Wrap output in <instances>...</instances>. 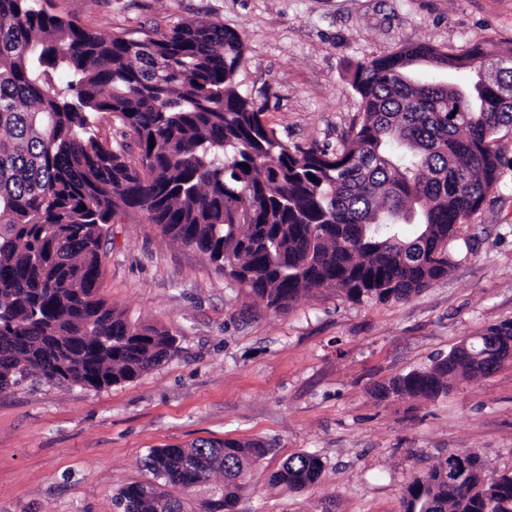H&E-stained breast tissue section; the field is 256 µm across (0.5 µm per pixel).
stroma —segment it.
Masks as SVG:
<instances>
[{"instance_id":"35a3bbf8","label":"stroma","mask_w":512,"mask_h":512,"mask_svg":"<svg viewBox=\"0 0 512 512\" xmlns=\"http://www.w3.org/2000/svg\"><path fill=\"white\" fill-rule=\"evenodd\" d=\"M105 34L216 20L248 62L242 90L290 144L334 151L357 122V62L428 43L451 54L512 47V0H42ZM497 190L448 244V275L401 302L315 291L276 312L206 258L168 242L138 211L102 246L99 294L129 319L177 336V354L101 390L26 380L0 392V512H115L113 496L149 473L150 449L262 439L274 450L241 512H400L413 476L472 449L490 474L512 469V363L433 400L380 397L390 378L429 366L464 337L512 319V129L495 141ZM299 452L319 481L270 478Z\"/></svg>"}]
</instances>
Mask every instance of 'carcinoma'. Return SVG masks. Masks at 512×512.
I'll list each match as a JSON object with an SVG mask.
<instances>
[{"mask_svg": "<svg viewBox=\"0 0 512 512\" xmlns=\"http://www.w3.org/2000/svg\"><path fill=\"white\" fill-rule=\"evenodd\" d=\"M485 62L496 70L488 84L413 75L425 63ZM246 63L242 38L219 21L105 37L39 0H0V390L28 377L100 390L177 352L169 330L99 295L102 239L130 210L275 311L315 290L401 301L448 275V242L500 179L491 145L512 128V50L451 55L417 43L357 63L360 120L331 153L280 137L240 89ZM104 117L113 133L102 137ZM510 341L512 321H501L379 392L445 395L492 374L488 348ZM269 452L262 439L152 448V479L113 504L239 512ZM323 470L298 453L272 483L302 490ZM487 471L475 451L440 456L408 484L401 512H512V471ZM205 484L193 507L165 491Z\"/></svg>", "mask_w": 512, "mask_h": 512, "instance_id": "1", "label": "carcinoma"}]
</instances>
